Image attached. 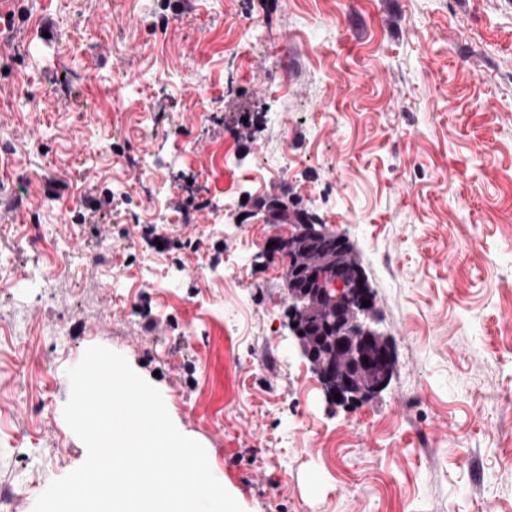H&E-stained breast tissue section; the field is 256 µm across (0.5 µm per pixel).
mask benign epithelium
Segmentation results:
<instances>
[{"label": "benign epithelium", "instance_id": "7a95c632", "mask_svg": "<svg viewBox=\"0 0 512 512\" xmlns=\"http://www.w3.org/2000/svg\"><path fill=\"white\" fill-rule=\"evenodd\" d=\"M305 291L317 298L324 312L322 331L333 337L331 352L316 368L320 382L329 387V395L346 398L354 388L355 366L344 364V354L357 351L358 366L384 370L395 360L391 348L372 347L367 319L372 315L374 297L367 285L338 263L313 274ZM367 300L371 305L364 306Z\"/></svg>", "mask_w": 512, "mask_h": 512}]
</instances>
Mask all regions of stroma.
Wrapping results in <instances>:
<instances>
[{"label": "stroma", "instance_id": "1", "mask_svg": "<svg viewBox=\"0 0 512 512\" xmlns=\"http://www.w3.org/2000/svg\"><path fill=\"white\" fill-rule=\"evenodd\" d=\"M0 141L13 512L87 457L64 407L92 346L160 391L243 512H512V0H0ZM257 163L287 172L237 183ZM274 199L354 246L383 390L331 403L295 344ZM148 264L177 287H141Z\"/></svg>", "mask_w": 512, "mask_h": 512}]
</instances>
